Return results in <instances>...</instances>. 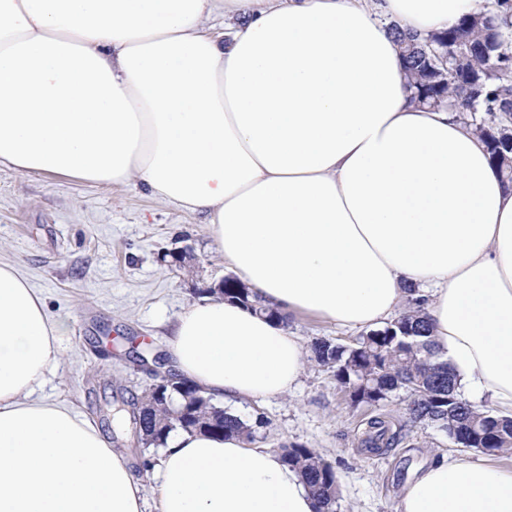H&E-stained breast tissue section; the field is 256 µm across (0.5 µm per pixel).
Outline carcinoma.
Returning <instances> with one entry per match:
<instances>
[{
	"label": "carcinoma",
	"mask_w": 512,
	"mask_h": 512,
	"mask_svg": "<svg viewBox=\"0 0 512 512\" xmlns=\"http://www.w3.org/2000/svg\"><path fill=\"white\" fill-rule=\"evenodd\" d=\"M404 62L415 102L447 107L470 120L486 141L498 173L512 180V0H495L487 9L465 15L452 27L420 37L398 25L390 27ZM224 299L236 301L279 323L288 316L269 307L233 275L224 277ZM426 299L409 304L385 326L363 332L349 345L317 338L311 344L313 360L333 372L350 406L366 407L375 415L366 419L362 445L381 456L397 447L403 427L392 430L380 413L396 394H404L407 421L413 426L429 422L449 432L457 428L472 437L460 443L466 449L495 456L512 453V418L499 415L464 399L457 378L430 335ZM156 413L132 407L131 421L137 441L163 445L174 430L199 431L225 438L236 436L254 446L258 432L269 426L267 416L255 411L245 420L226 409L214 419H180L162 425ZM284 462L298 470L318 503V512H336L339 486L333 466L313 449L281 443Z\"/></svg>",
	"instance_id": "cac0c4a2"
}]
</instances>
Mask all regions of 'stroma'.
<instances>
[{"label": "stroma", "instance_id": "1", "mask_svg": "<svg viewBox=\"0 0 512 512\" xmlns=\"http://www.w3.org/2000/svg\"><path fill=\"white\" fill-rule=\"evenodd\" d=\"M185 245L199 258L191 270L169 259ZM1 262L14 265L42 297L48 316L64 324L60 362L39 397L72 408L107 432L110 406L141 398L154 382L136 366V355L168 354L172 322L202 300L197 287L229 273L203 215L137 183L92 185L6 166L0 167ZM288 330L306 347L321 337L343 344L356 337L308 315H290ZM257 410L271 421L266 447L301 443L333 464L338 512H397L401 489L431 460H488L431 424L411 428L388 454L365 452L361 433L368 411L351 408L332 371L310 359L287 395L235 408L245 419ZM162 454V447L142 446L134 457L147 512H159Z\"/></svg>", "mask_w": 512, "mask_h": 512}]
</instances>
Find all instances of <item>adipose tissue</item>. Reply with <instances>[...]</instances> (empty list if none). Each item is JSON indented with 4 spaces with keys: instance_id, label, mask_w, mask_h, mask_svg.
<instances>
[{
    "instance_id": "ef3b65f1",
    "label": "adipose tissue",
    "mask_w": 512,
    "mask_h": 512,
    "mask_svg": "<svg viewBox=\"0 0 512 512\" xmlns=\"http://www.w3.org/2000/svg\"><path fill=\"white\" fill-rule=\"evenodd\" d=\"M485 2L0 0V165L134 179L204 214L226 267L284 313L375 328L415 286L459 385L512 417V183L456 113L412 102L388 30ZM63 329L0 263V512H143L127 457L34 396ZM170 350L217 403L283 396L305 361L219 296L177 316ZM158 478L160 512L317 510L279 452L236 437L170 435ZM398 512H512V470L433 461Z\"/></svg>"
}]
</instances>
